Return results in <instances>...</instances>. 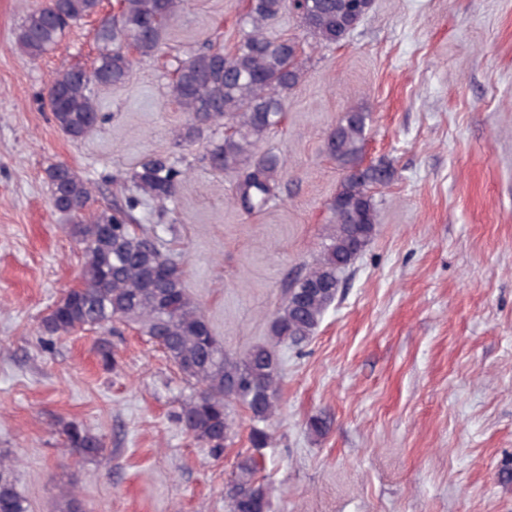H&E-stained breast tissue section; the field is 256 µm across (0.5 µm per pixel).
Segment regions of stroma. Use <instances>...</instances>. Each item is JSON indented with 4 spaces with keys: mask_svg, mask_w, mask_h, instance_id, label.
Returning <instances> with one entry per match:
<instances>
[{
    "mask_svg": "<svg viewBox=\"0 0 512 512\" xmlns=\"http://www.w3.org/2000/svg\"><path fill=\"white\" fill-rule=\"evenodd\" d=\"M38 3L0 0V454L29 512H57L69 492L86 512H227L226 485L249 450L269 512H512V483L499 477L512 458V0H375L337 45L283 13L277 31L309 61L260 145L284 168L258 214L238 206L234 176L199 161L223 127L179 142L189 116L167 94L179 48L239 40L241 0H186L158 56L99 89L101 120L78 142L43 91L92 65L96 25L81 21L30 60L15 32ZM351 109L367 115L365 161H389L395 177L376 189L375 236L315 336L277 349L267 447L252 449L241 409L223 454L198 447L174 419L191 386L136 329L41 332L81 267L47 168L67 164L123 201L139 162L163 153L185 177L172 200L140 199L136 219L184 262L227 352L265 342L332 218L342 172L325 144ZM102 341L115 364L100 361ZM317 419L326 432L313 431ZM64 422L100 437L101 454L71 455Z\"/></svg>",
    "mask_w": 512,
    "mask_h": 512,
    "instance_id": "1",
    "label": "stroma"
}]
</instances>
